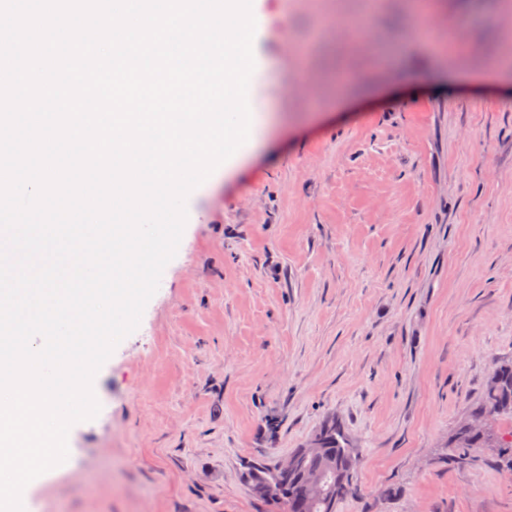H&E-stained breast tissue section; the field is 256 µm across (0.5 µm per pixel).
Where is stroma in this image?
I'll list each match as a JSON object with an SVG mask.
<instances>
[{"mask_svg": "<svg viewBox=\"0 0 512 512\" xmlns=\"http://www.w3.org/2000/svg\"><path fill=\"white\" fill-rule=\"evenodd\" d=\"M432 16L478 69L512 13ZM248 94L276 119L190 200L138 328L99 370L98 416L24 489L30 512H278L245 461L328 417L357 449L337 512H512V473L443 460L512 360V80L440 76L401 0H257Z\"/></svg>", "mask_w": 512, "mask_h": 512, "instance_id": "stroma-1", "label": "stroma"}]
</instances>
